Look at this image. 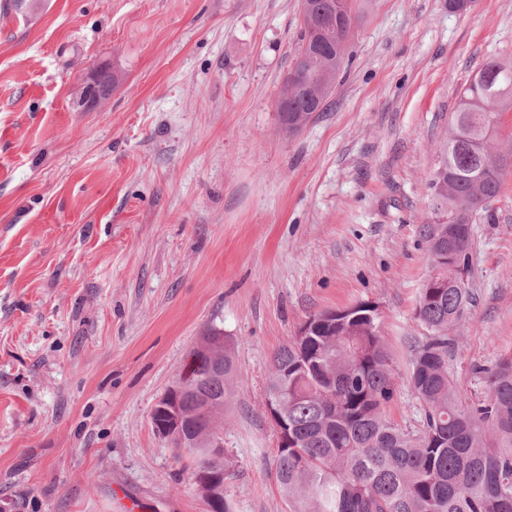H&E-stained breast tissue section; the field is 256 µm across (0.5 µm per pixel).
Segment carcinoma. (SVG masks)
Here are the masks:
<instances>
[{"mask_svg":"<svg viewBox=\"0 0 512 512\" xmlns=\"http://www.w3.org/2000/svg\"><path fill=\"white\" fill-rule=\"evenodd\" d=\"M291 68L277 107L283 122L323 112L341 70L350 24L331 0H308ZM512 109V68L488 59L457 98L455 134L437 145L428 180L432 221L422 225L427 252L448 255L446 288H421L416 318L427 331L413 349L407 384L420 407L414 426L385 413L397 385L393 356L381 335L374 306L340 309L359 318L328 327L303 341L291 336L277 350L267 397L278 395L288 415V447H278L276 479L288 494L289 512H512V355L494 366H474L485 396L460 392L449 370L458 348L448 329L473 302L471 270L454 272L455 255L469 258L471 228L483 205L501 189L503 170L490 173L493 139L502 112ZM231 358L217 349H194L178 373L187 379L179 396L186 420L169 435L195 455L191 479L210 512H230L224 479L232 461L211 443L224 411Z\"/></svg>","mask_w":512,"mask_h":512,"instance_id":"carcinoma-1","label":"carcinoma"}]
</instances>
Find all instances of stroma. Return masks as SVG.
Masks as SVG:
<instances>
[{
	"mask_svg": "<svg viewBox=\"0 0 512 512\" xmlns=\"http://www.w3.org/2000/svg\"><path fill=\"white\" fill-rule=\"evenodd\" d=\"M326 111L275 101L300 0H0V506L209 512L153 410L210 327L234 365L218 418L232 512H288L266 412L271 358L310 314L370 302L406 384L430 272L427 180L512 0H357ZM99 71L110 91L80 94ZM475 300L449 368L512 354V165L472 226Z\"/></svg>",
	"mask_w": 512,
	"mask_h": 512,
	"instance_id": "obj_1",
	"label": "stroma"
}]
</instances>
